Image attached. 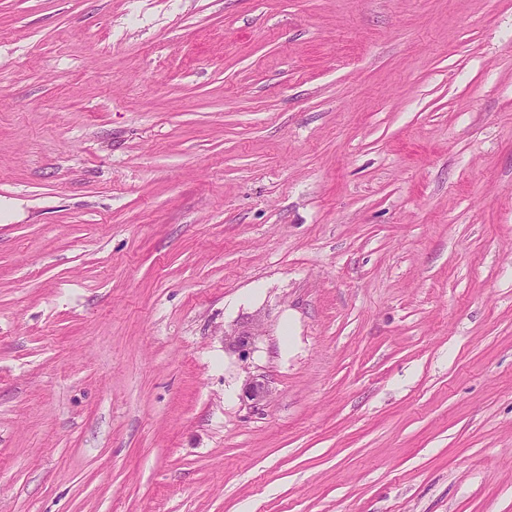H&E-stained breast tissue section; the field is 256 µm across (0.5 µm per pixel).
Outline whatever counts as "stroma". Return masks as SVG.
<instances>
[{
    "label": "stroma",
    "mask_w": 512,
    "mask_h": 512,
    "mask_svg": "<svg viewBox=\"0 0 512 512\" xmlns=\"http://www.w3.org/2000/svg\"><path fill=\"white\" fill-rule=\"evenodd\" d=\"M0 512H512V0H0Z\"/></svg>",
    "instance_id": "obj_1"
}]
</instances>
